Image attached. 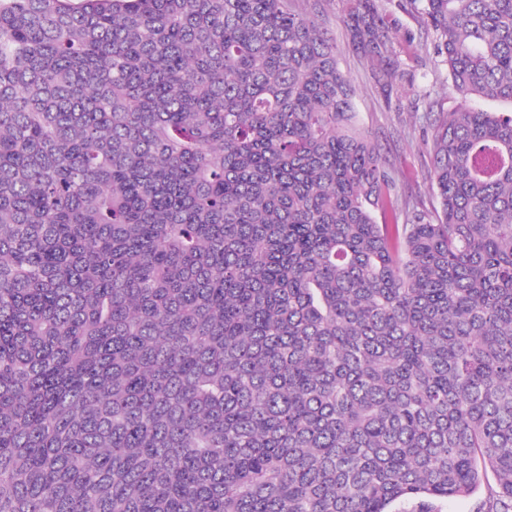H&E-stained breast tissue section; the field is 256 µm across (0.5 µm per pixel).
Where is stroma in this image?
I'll use <instances>...</instances> for the list:
<instances>
[{
	"instance_id": "stroma-1",
	"label": "stroma",
	"mask_w": 512,
	"mask_h": 512,
	"mask_svg": "<svg viewBox=\"0 0 512 512\" xmlns=\"http://www.w3.org/2000/svg\"><path fill=\"white\" fill-rule=\"evenodd\" d=\"M371 3L389 36L384 59L372 58L351 37L364 3ZM313 16L336 46L339 67L354 88L361 126L380 149L398 200V216H437L441 206L429 178L433 121L462 107L448 68L437 56L435 34L410 0H291Z\"/></svg>"
}]
</instances>
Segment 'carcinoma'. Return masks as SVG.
Masks as SVG:
<instances>
[{"label": "carcinoma", "instance_id": "obj_1", "mask_svg": "<svg viewBox=\"0 0 512 512\" xmlns=\"http://www.w3.org/2000/svg\"><path fill=\"white\" fill-rule=\"evenodd\" d=\"M418 1L512 101V0ZM353 96L288 0H0V512H512V114L381 224ZM487 485L495 487V478L489 471L480 488L472 495L440 499L436 502L438 512H473L476 500L481 497Z\"/></svg>", "mask_w": 512, "mask_h": 512}]
</instances>
